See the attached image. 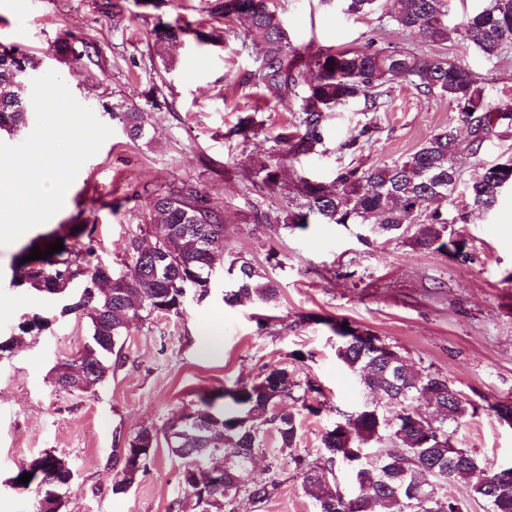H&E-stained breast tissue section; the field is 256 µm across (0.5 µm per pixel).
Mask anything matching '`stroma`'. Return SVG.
Instances as JSON below:
<instances>
[{
    "label": "stroma",
    "mask_w": 512,
    "mask_h": 512,
    "mask_svg": "<svg viewBox=\"0 0 512 512\" xmlns=\"http://www.w3.org/2000/svg\"><path fill=\"white\" fill-rule=\"evenodd\" d=\"M289 39L310 59L330 47L389 44L443 53L483 80L491 103L512 99V54L488 59L464 41L426 42L397 30L389 20L394 0H379L375 11L349 15L340 0H274ZM212 0H166L153 8L140 0H0V42L24 50L38 63L37 75L56 71L71 94L90 108L112 134L80 168L62 208L17 241L0 246V338L17 337L0 355V512H36L33 490L15 479L35 458L53 454L73 470L60 490V512H200L181 482L183 463L172 454L167 429L202 394L218 393L255 380L272 367L315 378L323 390L320 414H300L299 441L291 456H280L266 435L251 476L266 477L278 461L279 487L268 501L238 495L234 512H315L292 456L319 459L322 437L337 412L353 411L368 398L357 378L336 357V336L328 319L359 324L396 344L414 366L447 375L476 411L454 435L481 467L512 463V426L490 404L512 398V197L472 216L460 230L472 261L463 263L400 239L359 240L358 226L311 224L304 229H271L255 214L282 208L287 197L269 198L241 176L250 157L274 149L279 127L298 115L299 99L276 96L265 87L253 54L245 46V21L226 29L210 14ZM169 24L192 34L173 44L157 43L154 29ZM210 33L197 41L195 31ZM94 42L98 63L59 59L61 35ZM100 85H92L89 72ZM148 112V138L131 141L110 107ZM251 116L256 136L233 132ZM458 123L447 100L395 83L384 112L353 102L328 113L322 146L300 161H284L287 184L309 177L333 185L340 168L366 170L415 152L435 130ZM370 138L362 153L342 145L362 126ZM512 157V126H503L478 155L459 156L464 180ZM194 188L224 217L230 250L253 259L279 286L274 306L245 300L224 302V273L216 271L208 296L187 298L181 314L153 315L133 322L124 337V362L88 392L59 391L53 369L74 359L90 339L88 318L62 310L53 299L20 280L25 248L62 240L67 247L93 245L114 269L127 258L123 244L143 227L152 198ZM82 228L73 237L74 228ZM47 319L37 336L19 326ZM268 317L260 328V317ZM302 352L303 361L292 358ZM157 436L153 459L136 483L113 493L115 473L107 458L114 447L140 430Z\"/></svg>",
    "instance_id": "stroma-1"
}]
</instances>
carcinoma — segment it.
<instances>
[{"instance_id": "cac0c4a2", "label": "carcinoma", "mask_w": 512, "mask_h": 512, "mask_svg": "<svg viewBox=\"0 0 512 512\" xmlns=\"http://www.w3.org/2000/svg\"><path fill=\"white\" fill-rule=\"evenodd\" d=\"M391 15L393 25L425 41L462 40L484 57L500 58L512 47V0H490L485 9L449 20L450 0H398ZM376 0H344L349 14H367ZM211 13L229 23L248 19L246 39L259 64L265 86L278 96L299 97L295 123L274 138L280 157L258 159L247 168L251 185L271 198L285 191L282 159L308 156L323 142V123L328 113L350 101L363 100L372 112L388 107L391 84L405 81L418 91L438 95L456 105L469 139L461 142L452 128L431 134L412 155L401 161L368 170L347 167L336 177V188L301 177L297 195L282 209L265 211L257 221L279 229L304 228L310 221L323 224H376L381 238L405 236L413 247L438 252L465 262L470 259L467 238L454 229L466 223V214H452L442 203L454 196L468 205L489 211L501 200L503 185L512 187V159L487 168L470 182L462 181L455 160L462 151L477 155L499 125L512 126V100L493 105L481 77L446 55L387 46L321 52L305 62L291 47L281 14L272 0H215ZM195 34H208L180 26L155 30L156 40L173 43ZM57 55L64 60L91 59L95 44L66 37L58 40ZM33 58L14 45L0 44V130L13 133L26 126L28 108L24 90L13 71ZM131 140L146 137L148 113L126 108L118 113ZM150 217L163 227V240L152 253L140 251V238L129 237L124 252L125 269L116 273L96 255L93 247L59 251L49 259L22 264L30 287L56 297L72 296L62 311L90 320V341L73 360L56 368L55 386L65 392L88 391L103 383L119 367L122 337L131 322L153 314H179L187 295L199 299L209 294L217 260H227L224 302L234 305L250 300L269 306L276 302L278 286L250 259L227 249L221 211L192 188L158 194L149 208ZM333 320L328 325L339 339L336 356L378 401L365 403L354 412H338L323 436L324 454L316 462L292 457L302 475L305 491L317 512H464L462 505L443 491L448 483L467 482L479 465L466 448L454 445L453 435L468 412V401L448 377L428 367L413 370L394 344L369 329ZM321 386L294 370L273 367L258 381L226 389L218 396L200 397L201 409L186 413L190 424H173L170 449L183 460L181 481L196 498L201 512H224L239 493L258 503L268 500L279 486L277 471L260 482H250L248 458L271 432L278 448L296 447L299 439L297 412L300 405L310 414L321 412ZM224 403L216 405L218 398ZM156 435L144 429L126 442V453L140 458L138 469L118 464L120 449L112 450L107 463L119 470L115 494L135 483L153 455ZM224 456V481L197 479L208 461ZM353 463L367 496L353 509L337 489L336 468ZM36 488L37 512H59L57 489L73 475L67 462L55 455L40 457ZM487 512H512V466L490 469L486 480L472 485ZM424 498L416 497L418 493Z\"/></svg>"}]
</instances>
